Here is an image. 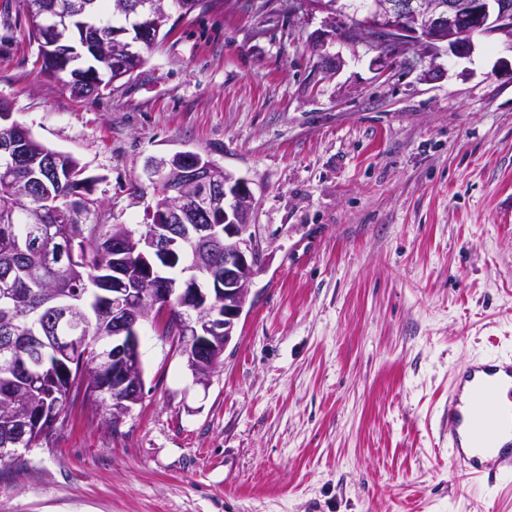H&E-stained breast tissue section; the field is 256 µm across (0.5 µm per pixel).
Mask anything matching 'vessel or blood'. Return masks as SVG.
I'll return each mask as SVG.
<instances>
[{
    "label": "vessel or blood",
    "instance_id": "1",
    "mask_svg": "<svg viewBox=\"0 0 512 512\" xmlns=\"http://www.w3.org/2000/svg\"><path fill=\"white\" fill-rule=\"evenodd\" d=\"M448 447L465 474L490 484L512 474V355L475 357L454 370Z\"/></svg>",
    "mask_w": 512,
    "mask_h": 512
}]
</instances>
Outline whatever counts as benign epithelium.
Masks as SVG:
<instances>
[{
    "label": "benign epithelium",
    "instance_id": "obj_1",
    "mask_svg": "<svg viewBox=\"0 0 512 512\" xmlns=\"http://www.w3.org/2000/svg\"><path fill=\"white\" fill-rule=\"evenodd\" d=\"M288 9L320 12L348 22L344 37L367 43H395L407 53L419 47L438 55L444 48L462 52L471 48V37L504 36L512 42V0H378L367 11H359L341 0H294ZM133 10L141 14L142 30L159 32L172 18L160 11L156 0H138ZM55 45L67 49L77 45L104 57H131L137 41L121 32L109 43L96 34L76 28L66 14L51 23ZM18 137L0 138V155L24 161ZM191 152L180 151L156 158L148 169L157 188V218L148 229L133 231L125 226L112 235V287L97 289L96 301L83 297L66 300L64 309L78 313L86 329L95 327L104 315L112 318V342L97 358L92 374L101 387L96 394L110 405L112 429L116 430L138 402L142 378L139 330L153 313L174 314L179 325V352L196 381L207 384L221 363L244 311L258 265V246L250 232L253 194L247 181L234 178L224 168ZM224 217L222 224H186L185 211ZM215 247L224 248V278H203L208 257ZM189 276L167 281L157 288L151 280L172 264ZM0 303L17 312V335L0 347L5 371L14 367L16 355L30 349L40 323L34 312L19 306L11 290H0ZM101 337L77 336L68 341L74 349L98 354ZM19 426H26L35 412L7 402L0 406Z\"/></svg>",
    "mask_w": 512,
    "mask_h": 512
}]
</instances>
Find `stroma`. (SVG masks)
<instances>
[{
	"label": "stroma",
	"instance_id": "obj_1",
	"mask_svg": "<svg viewBox=\"0 0 512 512\" xmlns=\"http://www.w3.org/2000/svg\"><path fill=\"white\" fill-rule=\"evenodd\" d=\"M171 23L92 99L0 0V101L79 162L81 223H147L146 163L190 150L247 181L260 252L208 384L144 322L124 423L70 405L0 462V512H512L447 433L454 369L512 352V42L397 57L284 0Z\"/></svg>",
	"mask_w": 512,
	"mask_h": 512
}]
</instances>
